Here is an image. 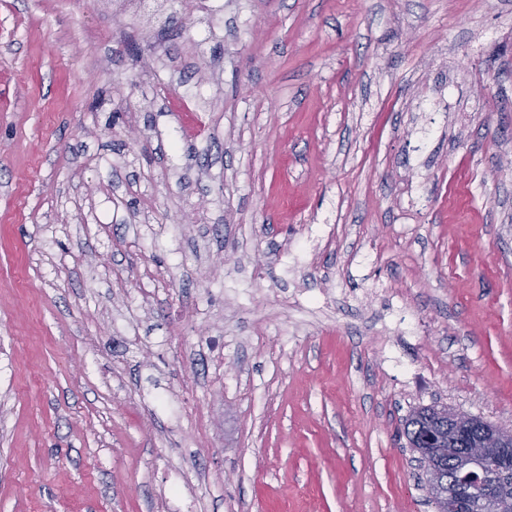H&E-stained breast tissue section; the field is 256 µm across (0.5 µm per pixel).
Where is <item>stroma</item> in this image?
I'll return each mask as SVG.
<instances>
[{"instance_id": "obj_1", "label": "stroma", "mask_w": 512, "mask_h": 512, "mask_svg": "<svg viewBox=\"0 0 512 512\" xmlns=\"http://www.w3.org/2000/svg\"><path fill=\"white\" fill-rule=\"evenodd\" d=\"M162 2L0 0V512H435L406 419L512 424V0Z\"/></svg>"}]
</instances>
